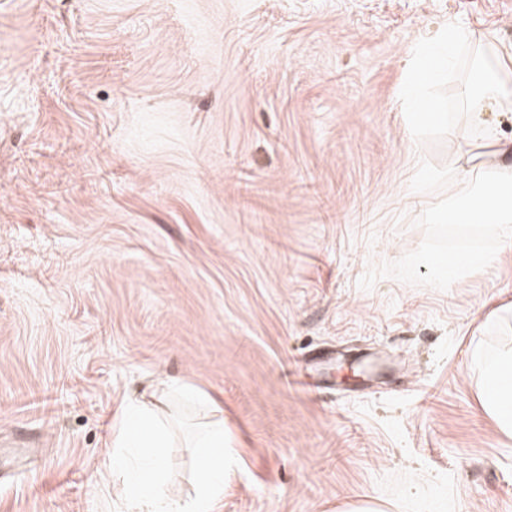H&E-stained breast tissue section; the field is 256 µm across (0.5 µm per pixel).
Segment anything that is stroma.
I'll return each mask as SVG.
<instances>
[{"label":"stroma","mask_w":512,"mask_h":512,"mask_svg":"<svg viewBox=\"0 0 512 512\" xmlns=\"http://www.w3.org/2000/svg\"><path fill=\"white\" fill-rule=\"evenodd\" d=\"M457 27L511 54L512 0H0V512H123L110 428L171 378L224 409L215 512H512V250L441 276L498 249L448 221L496 156ZM497 260V252H481L477 254H466L456 265L448 266V281L455 278L460 272L468 267L477 265H491ZM478 362L481 405L502 432L512 434V383L504 381L505 376L512 373V349L481 354Z\"/></svg>","instance_id":"1"}]
</instances>
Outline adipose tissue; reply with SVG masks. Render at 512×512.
Returning <instances> with one entry per match:
<instances>
[{
  "label": "adipose tissue",
  "instance_id": "adipose-tissue-1",
  "mask_svg": "<svg viewBox=\"0 0 512 512\" xmlns=\"http://www.w3.org/2000/svg\"><path fill=\"white\" fill-rule=\"evenodd\" d=\"M463 101L467 125L499 145L498 160L485 169L470 193L471 199L480 200L496 187H512V142L501 141L496 127L486 120L488 113L512 108V82L501 79L497 71H490L481 91L464 94ZM478 362L481 405L502 432L512 434V383L505 380L512 373V349L479 355ZM175 397L204 407L210 414L209 421L191 440L197 450L198 478L188 512H214L224 496V413L201 390L171 381L164 387L126 398L121 418L112 428V454L99 464L100 471L121 473L120 489L128 512H178L176 505L161 493L165 463L159 453L167 440V421L175 412L171 403Z\"/></svg>",
  "mask_w": 512,
  "mask_h": 512
}]
</instances>
